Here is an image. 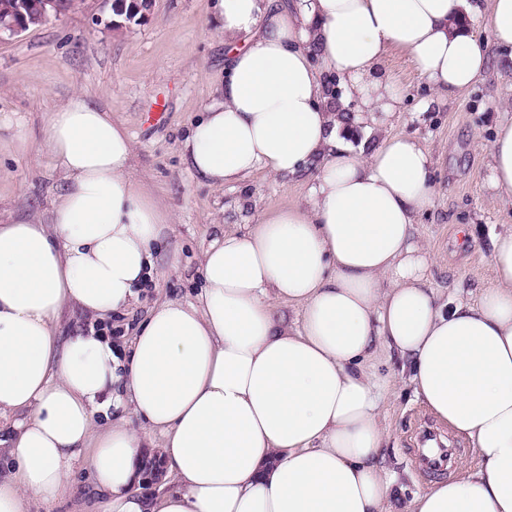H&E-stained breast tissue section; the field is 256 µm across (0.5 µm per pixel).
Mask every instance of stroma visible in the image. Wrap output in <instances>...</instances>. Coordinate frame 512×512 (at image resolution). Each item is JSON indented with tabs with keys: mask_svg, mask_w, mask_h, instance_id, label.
<instances>
[{
	"mask_svg": "<svg viewBox=\"0 0 512 512\" xmlns=\"http://www.w3.org/2000/svg\"><path fill=\"white\" fill-rule=\"evenodd\" d=\"M78 10L15 36L0 38V115L14 126L0 131V224L21 215L43 221L62 181L41 151L44 112L83 92L130 134L137 173L173 217V229L155 252L159 273L141 295L135 316L154 302L190 299L201 284L200 260L220 223L251 224L259 212L302 202L313 179H283L258 170L217 189L188 169L181 143L224 78L228 52L212 22V0H152L133 20L115 15L110 0H80ZM487 45L490 69L466 93L436 95L406 54L392 51L384 71L402 100L375 121L354 126L349 140L375 148L389 135L417 138L433 154V206L417 222L435 256L431 284L441 298L477 301L493 283L492 241L512 229V203L494 199L486 146L504 113H512V47L497 42L485 19L471 23ZM161 121H148L157 99ZM178 270L167 274L170 262ZM395 359L379 353L369 364L387 378L380 400L388 431L386 455L407 492L438 477L477 467L469 440L437 426L441 440L458 448V465L422 470L415 456L417 427L433 418L409 382L389 381ZM100 498L87 460L75 463L70 486L51 512H94Z\"/></svg>",
	"mask_w": 512,
	"mask_h": 512,
	"instance_id": "stroma-1",
	"label": "stroma"
}]
</instances>
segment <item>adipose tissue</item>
<instances>
[{"label":"adipose tissue","mask_w":512,"mask_h":512,"mask_svg":"<svg viewBox=\"0 0 512 512\" xmlns=\"http://www.w3.org/2000/svg\"><path fill=\"white\" fill-rule=\"evenodd\" d=\"M473 0H216L229 49L218 97L183 143L217 188L262 169L315 176L300 204L204 250L192 301L157 303L127 344L64 311L130 309L171 215L133 169V142L84 94L43 116L65 188L46 224L0 225V512L52 506L87 459L101 512H512V230L492 245L478 302L442 301L417 217L434 204L429 149L404 135L371 152L331 105L313 59L368 113L399 87L377 71L408 54L438 96L488 72ZM495 199L512 202V115L487 146ZM295 309L289 317L278 303ZM386 350L431 415L469 439L466 474L406 495L387 469L376 375ZM159 447L173 489L145 486Z\"/></svg>","instance_id":"1"}]
</instances>
